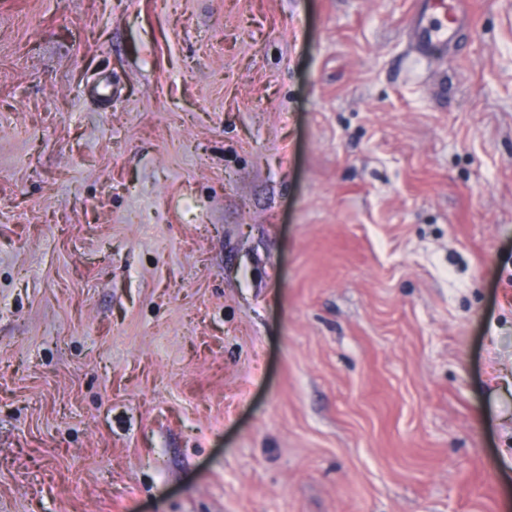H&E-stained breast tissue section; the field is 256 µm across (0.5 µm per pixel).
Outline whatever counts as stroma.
<instances>
[{"label":"stroma","mask_w":512,"mask_h":512,"mask_svg":"<svg viewBox=\"0 0 512 512\" xmlns=\"http://www.w3.org/2000/svg\"><path fill=\"white\" fill-rule=\"evenodd\" d=\"M0 0V512H512V0ZM469 0H414L408 16L410 51L415 61L426 60L434 44L450 45L470 22Z\"/></svg>","instance_id":"35a3bbf8"}]
</instances>
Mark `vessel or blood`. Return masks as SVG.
I'll return each instance as SVG.
<instances>
[{
    "mask_svg": "<svg viewBox=\"0 0 512 512\" xmlns=\"http://www.w3.org/2000/svg\"><path fill=\"white\" fill-rule=\"evenodd\" d=\"M470 0H414L408 16L410 51L426 60L432 45H449L470 22Z\"/></svg>",
    "mask_w": 512,
    "mask_h": 512,
    "instance_id": "vessel-or-blood-1",
    "label": "vessel or blood"
}]
</instances>
